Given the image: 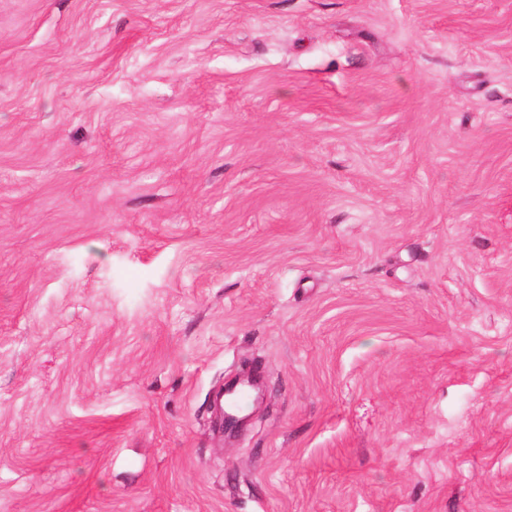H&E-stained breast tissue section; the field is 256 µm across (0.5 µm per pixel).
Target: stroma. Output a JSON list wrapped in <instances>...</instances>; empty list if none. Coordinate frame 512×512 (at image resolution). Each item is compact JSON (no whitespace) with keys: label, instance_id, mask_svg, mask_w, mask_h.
<instances>
[{"label":"stroma","instance_id":"obj_1","mask_svg":"<svg viewBox=\"0 0 512 512\" xmlns=\"http://www.w3.org/2000/svg\"><path fill=\"white\" fill-rule=\"evenodd\" d=\"M0 512H512V0H0Z\"/></svg>","mask_w":512,"mask_h":512}]
</instances>
